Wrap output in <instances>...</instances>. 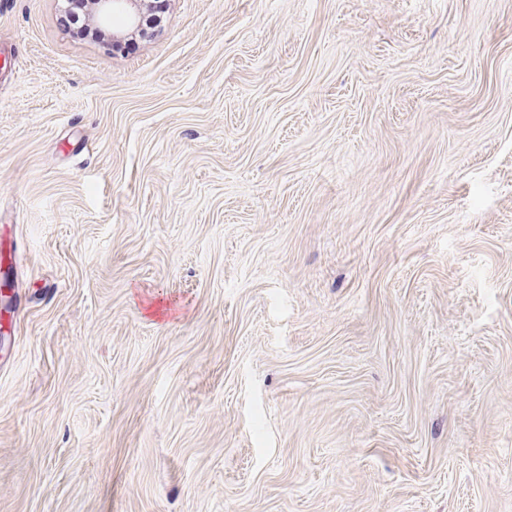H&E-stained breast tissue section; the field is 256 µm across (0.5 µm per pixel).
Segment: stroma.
<instances>
[{
    "label": "stroma",
    "instance_id": "1",
    "mask_svg": "<svg viewBox=\"0 0 512 512\" xmlns=\"http://www.w3.org/2000/svg\"><path fill=\"white\" fill-rule=\"evenodd\" d=\"M0 0V512H512V0ZM89 5L90 21L101 27L112 26V17L123 18L124 31L112 32V49H121L130 37L151 41L160 29L158 28L166 7L165 0H86ZM152 12V13H150ZM152 14V15H150Z\"/></svg>",
    "mask_w": 512,
    "mask_h": 512
}]
</instances>
